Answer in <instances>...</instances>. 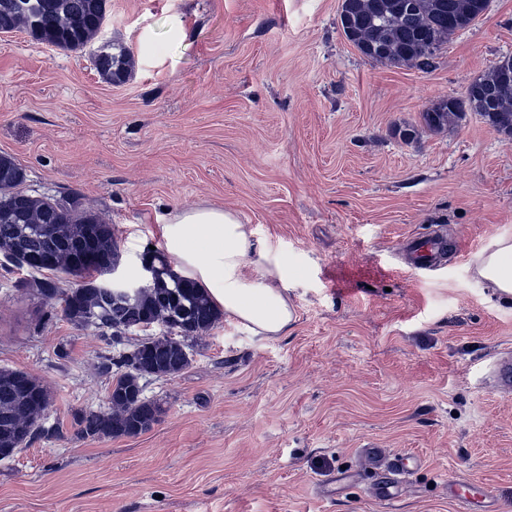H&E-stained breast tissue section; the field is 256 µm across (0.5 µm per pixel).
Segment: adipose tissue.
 Instances as JSON below:
<instances>
[{"instance_id":"1","label":"adipose tissue","mask_w":512,"mask_h":512,"mask_svg":"<svg viewBox=\"0 0 512 512\" xmlns=\"http://www.w3.org/2000/svg\"><path fill=\"white\" fill-rule=\"evenodd\" d=\"M165 252L174 272L195 280L213 304L233 319L264 336L284 334L293 323L288 301L286 260L256 248L238 216L221 207L179 211L161 227ZM256 278H248L246 266ZM476 273L503 301H512V238L492 240L476 256Z\"/></svg>"}]
</instances>
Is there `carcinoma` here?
<instances>
[{
  "mask_svg": "<svg viewBox=\"0 0 512 512\" xmlns=\"http://www.w3.org/2000/svg\"><path fill=\"white\" fill-rule=\"evenodd\" d=\"M340 27L358 50L380 63H414L428 68L440 47L464 29L481 12L472 0H348L341 5ZM107 0H0V32L24 31L41 43L81 50L98 39L106 18ZM98 72L113 83L124 82L130 71V51L112 43L94 54ZM512 69V56L500 58L474 82L496 101L484 112L476 100L458 98L439 112H423V128L439 133L456 126L465 112L479 115L495 131L512 129V92L497 82L503 67ZM23 171L15 160L0 155V253L12 261L49 258L48 266H30L33 273L64 272L81 278L75 288L58 292L47 282L35 281L39 295H61L63 312L77 328L86 330V317L96 319V331L106 336L116 330H141L152 320L191 329L186 338L177 335L155 341L145 336L127 353L105 356L99 369L113 374L111 388L133 394L129 399L108 397L107 411H78L75 423L82 438L122 437L133 428L144 433L165 412L160 399L143 400L148 378H171L191 362L189 342L203 337L220 320L221 313L196 282L176 275L164 253L151 250L160 271L155 282L138 299L114 301L97 288L108 275L119 251L112 225L85 207L81 195L72 192L55 198L35 196L18 189ZM50 397L35 377L13 369H0V448H19L24 437L54 433L42 417Z\"/></svg>",
  "mask_w": 512,
  "mask_h": 512,
  "instance_id": "carcinoma-1",
  "label": "carcinoma"
}]
</instances>
